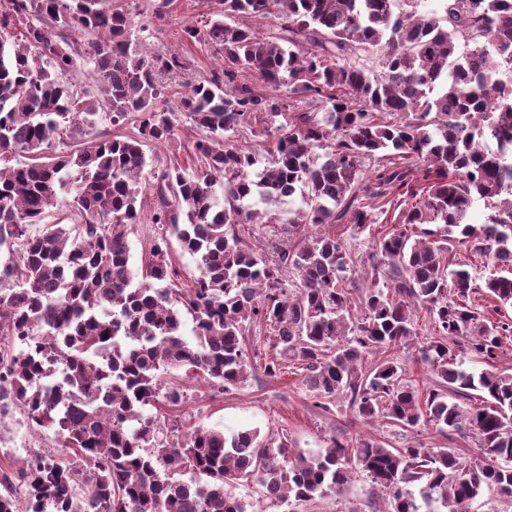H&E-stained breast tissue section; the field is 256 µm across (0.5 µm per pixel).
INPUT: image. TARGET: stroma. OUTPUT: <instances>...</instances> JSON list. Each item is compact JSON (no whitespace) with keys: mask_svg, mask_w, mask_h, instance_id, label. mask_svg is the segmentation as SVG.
<instances>
[{"mask_svg":"<svg viewBox=\"0 0 512 512\" xmlns=\"http://www.w3.org/2000/svg\"><path fill=\"white\" fill-rule=\"evenodd\" d=\"M159 0H110L111 6L121 7L151 22L150 43L160 54L184 51V28L197 25L206 18L205 7L197 0H170L163 16H155ZM417 333L405 347L393 350L395 361L405 377L418 389L435 387L436 377L431 367L420 359L419 351L431 339V322L425 310L413 315ZM246 345L253 367L252 375L243 386L214 390L193 379L176 378L184 395L173 413L178 434L193 426L224 428L255 427L263 437L285 442L291 451L320 450L331 438L349 433L366 439H377L385 446L404 447L420 441L430 448H451L470 461H481L482 454L474 435L447 436L429 426L403 430L382 422L354 421L346 400L336 397L328 408L318 405L316 391L303 376L283 370L271 376L264 371V362L272 353L273 338L269 333L250 335ZM60 442L50 431H37L29 426L23 411H15L0 425V469L18 471L24 459L35 449L56 448ZM370 482L360 472H353L348 486L337 495L327 497L310 512H374L382 499L372 498Z\"/></svg>","mask_w":512,"mask_h":512,"instance_id":"obj_1","label":"stroma"}]
</instances>
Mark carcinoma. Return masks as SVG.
<instances>
[{
    "label": "carcinoma",
    "mask_w": 512,
    "mask_h": 512,
    "mask_svg": "<svg viewBox=\"0 0 512 512\" xmlns=\"http://www.w3.org/2000/svg\"><path fill=\"white\" fill-rule=\"evenodd\" d=\"M420 2L202 0L206 22L186 26L185 40L222 63L186 84L173 110L162 77H178L185 59L148 55L144 38L132 47V13L105 0H3L0 153L27 161L0 169V422L24 411L61 453L28 455L22 503L0 479V512H257L252 495L231 491L250 485L307 507L340 492L354 466L388 494L383 512H468L492 486L512 497V374L493 368L512 343V78L501 77L512 73V0ZM272 13L274 36L241 22ZM363 53L379 72L357 64ZM85 68L92 90L68 81ZM248 72L263 84L237 82ZM179 112L200 132L195 167L153 172L157 235L136 284L127 233L142 219L143 146L177 141ZM130 123L136 132L118 133ZM243 128L265 137L267 165L231 140ZM89 132L88 146L48 153ZM297 196L302 206L282 218L257 208ZM478 200L488 214L472 224ZM63 201L70 223H44ZM376 210L393 212L391 230L365 259L320 231L348 224L359 237ZM263 223L287 225L272 255L240 236ZM173 238L199 266L189 288L172 287ZM450 242L497 271L477 284ZM360 270L371 282L362 290ZM417 306L435 330L420 355L438 388L425 393L389 355L415 335ZM267 329L279 357L265 372L299 364L321 407L343 394L356 421L472 432L495 464L422 442L335 438L292 458L257 430L203 425L160 438L144 410L183 398L165 376L240 387L245 336ZM458 347L488 369L463 368ZM368 354L380 358L366 366ZM187 468L189 481L174 478Z\"/></svg>",
    "instance_id": "carcinoma-1"
}]
</instances>
